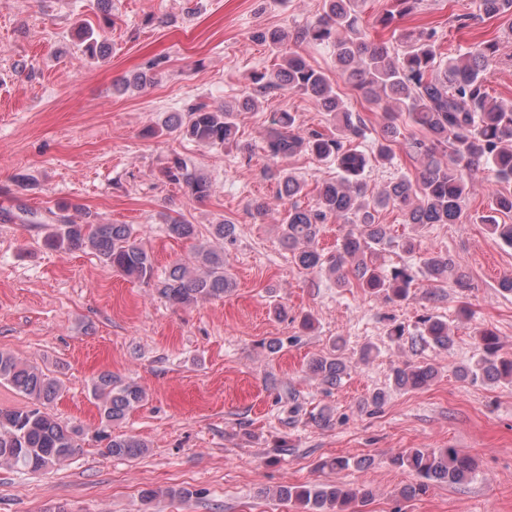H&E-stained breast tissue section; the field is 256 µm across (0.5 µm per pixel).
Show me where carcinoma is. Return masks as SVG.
Listing matches in <instances>:
<instances>
[{
  "mask_svg": "<svg viewBox=\"0 0 512 512\" xmlns=\"http://www.w3.org/2000/svg\"><path fill=\"white\" fill-rule=\"evenodd\" d=\"M422 0H393V9L380 17L388 28L417 12ZM482 17L488 20L512 17V0H480ZM82 52L90 58H104L109 47L91 25H79ZM254 39L281 56L271 72L252 75L253 93L234 102L219 105L196 103L183 112L167 117L162 126L147 128L156 135L167 132L210 148L234 143L238 132V113L255 107L256 96L281 90L312 99L317 108L335 121L336 132L312 131L303 134L293 112L271 115V128L263 150L270 158L308 154L336 166V177L320 186L313 206L304 208L294 201L304 183L293 173L267 169L279 182L278 199L290 201L279 232L297 266L312 272H326L339 288H360L385 303L409 298L415 274L407 266L386 269L377 264L387 249L411 254L419 250L414 237L398 238L378 219L388 205L399 206L408 224H453L466 206L473 178L485 167L494 181L512 182V103L491 98L486 92V71L494 61L497 42L482 41L466 56L440 65L437 58V32L433 28L404 30L398 50L386 42L367 38L363 28L360 0H324L322 13L293 32L260 28ZM330 44L334 48L336 69L360 99L370 104L393 102L396 112H383L381 137L366 153L354 142L368 130L366 119L347 106L324 73L310 65L289 43ZM153 82L150 71L121 80L116 91L141 88ZM409 120L424 136H410L404 145L408 157L420 165L419 175H401L377 196L366 197L363 175L370 163L391 165L394 147L400 143L401 123ZM167 181L184 186L202 199L210 193V182L194 165L176 155L164 171ZM70 205H58L60 217L50 225L43 245L55 252L88 248L108 267L147 287H154L169 303L190 305L220 298L233 281L224 268V253L214 243L233 241L236 226L229 220L211 225L210 237L197 243L194 263H175L164 272L157 269L150 252L143 246L138 231L130 224H95L67 216ZM512 212V194L493 197L490 214L482 219L489 232L512 247V224L498 223L496 212ZM335 218L344 232L336 249L326 254L319 248L321 225ZM174 238H194L195 225L182 218L166 223ZM420 274L432 283L451 277L462 289L471 288L461 260L451 254L426 251L420 254ZM478 354L467 367L455 374L473 383L512 384V357L499 354V337L488 328L476 332ZM412 344H433L449 349L454 343L448 323L437 316L422 319V327L411 338ZM338 346L312 359L311 370L329 388L340 385L345 363L336 355ZM437 375L428 363L406 362L393 372L394 385L401 389H421ZM0 383L10 385L29 400L19 408L0 409V466L38 472L61 465L81 452L84 428L62 423L49 412L61 393L60 382L30 366L9 352L0 351ZM91 394L100 418L98 438L107 441L106 453L113 457L136 458L146 445L132 437L112 435V425L146 399L144 389L110 371L91 380ZM392 462L415 475V481L402 489V495L415 499L427 494L436 484L450 486L471 481L476 461L457 448H414L396 455ZM277 496L295 501L304 512H359L373 499L367 485L303 484L282 486Z\"/></svg>",
  "mask_w": 512,
  "mask_h": 512,
  "instance_id": "obj_1",
  "label": "carcinoma"
}]
</instances>
